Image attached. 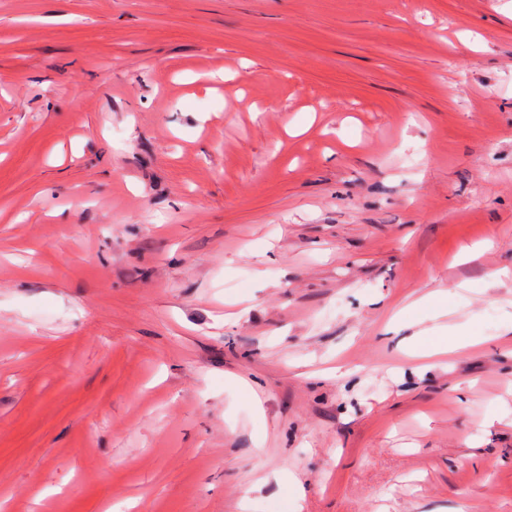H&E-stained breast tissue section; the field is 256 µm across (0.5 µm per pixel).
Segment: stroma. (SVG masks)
Returning <instances> with one entry per match:
<instances>
[{
  "mask_svg": "<svg viewBox=\"0 0 512 512\" xmlns=\"http://www.w3.org/2000/svg\"><path fill=\"white\" fill-rule=\"evenodd\" d=\"M506 335L512 0H0V512H512Z\"/></svg>",
  "mask_w": 512,
  "mask_h": 512,
  "instance_id": "1",
  "label": "stroma"
}]
</instances>
